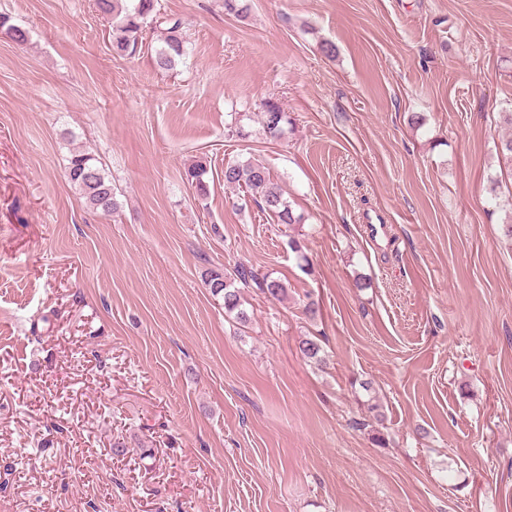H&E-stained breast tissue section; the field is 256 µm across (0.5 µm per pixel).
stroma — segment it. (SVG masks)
<instances>
[{"instance_id": "1", "label": "stroma", "mask_w": 512, "mask_h": 512, "mask_svg": "<svg viewBox=\"0 0 512 512\" xmlns=\"http://www.w3.org/2000/svg\"><path fill=\"white\" fill-rule=\"evenodd\" d=\"M243 2L159 0L162 72L93 0H0V512H512V0ZM252 158L302 223L225 187ZM242 265L288 288L243 325L202 281ZM262 118L263 129L271 137H279L283 133V126L288 123L287 113L276 102L268 101L264 105ZM66 177L84 198L91 213L108 216L118 210L119 203L112 181L94 155L74 151L68 159Z\"/></svg>"}]
</instances>
